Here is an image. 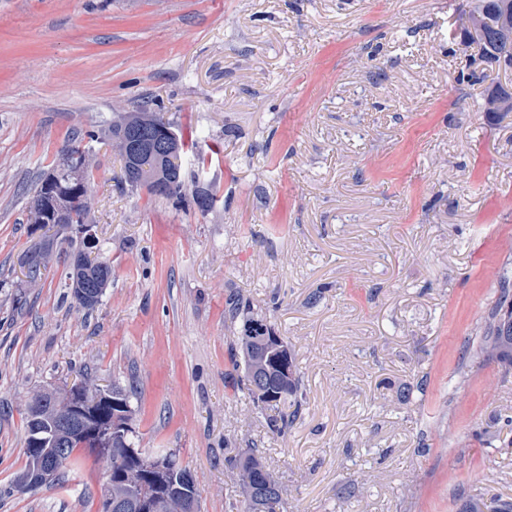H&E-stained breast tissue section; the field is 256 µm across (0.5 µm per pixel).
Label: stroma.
I'll list each match as a JSON object with an SVG mask.
<instances>
[{
  "instance_id": "stroma-1",
  "label": "stroma",
  "mask_w": 512,
  "mask_h": 512,
  "mask_svg": "<svg viewBox=\"0 0 512 512\" xmlns=\"http://www.w3.org/2000/svg\"><path fill=\"white\" fill-rule=\"evenodd\" d=\"M468 3L0 0V512H98L89 458L15 486L32 400L83 378L135 383L139 446L176 453L199 512L242 500L225 460L252 444L283 512L512 502V370L479 355L512 282V112L480 106L512 70L449 40ZM145 105L194 144L182 197L131 186L96 145L112 280L88 312L61 259L25 277L30 202L77 133ZM247 313L295 352L281 435L236 387Z\"/></svg>"
}]
</instances>
